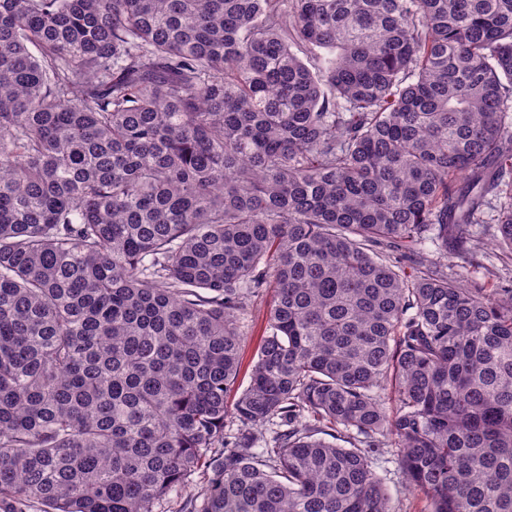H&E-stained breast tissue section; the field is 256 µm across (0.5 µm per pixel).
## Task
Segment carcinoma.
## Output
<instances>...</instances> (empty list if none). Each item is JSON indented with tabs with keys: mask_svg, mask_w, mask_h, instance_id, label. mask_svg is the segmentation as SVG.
Wrapping results in <instances>:
<instances>
[{
	"mask_svg": "<svg viewBox=\"0 0 512 512\" xmlns=\"http://www.w3.org/2000/svg\"><path fill=\"white\" fill-rule=\"evenodd\" d=\"M489 222L512 0H0V512H512ZM483 250L490 257L484 260L482 267L471 269L472 276L480 281H484L489 288L497 284H506L512 282V261L498 259L494 254V247L491 244V236H484ZM270 300V293L252 298L241 316L243 331L245 333V344L241 352V372L239 376L242 388L248 384L249 374L254 356L261 343L265 332V314L267 304ZM377 470L385 477L386 485L392 498L395 512H424L427 502L423 495L405 490L402 473L397 471L393 463H379ZM388 471V473L385 472Z\"/></svg>",
	"mask_w": 512,
	"mask_h": 512,
	"instance_id": "cac0c4a2",
	"label": "carcinoma"
}]
</instances>
